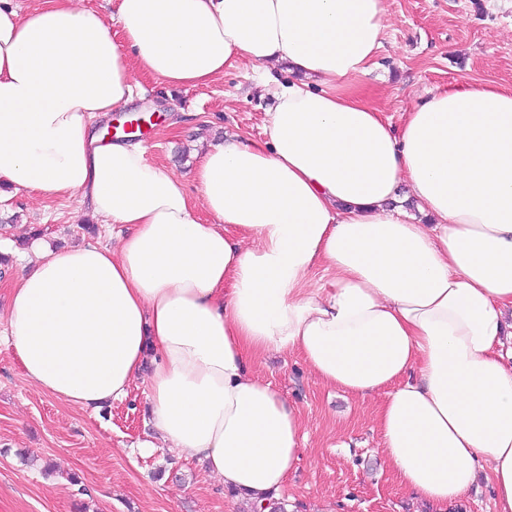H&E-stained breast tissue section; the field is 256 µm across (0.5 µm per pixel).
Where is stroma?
Instances as JSON below:
<instances>
[{
    "label": "stroma",
    "instance_id": "stroma-1",
    "mask_svg": "<svg viewBox=\"0 0 512 512\" xmlns=\"http://www.w3.org/2000/svg\"><path fill=\"white\" fill-rule=\"evenodd\" d=\"M141 96L95 123L142 113L157 119L141 139L148 161L171 166L194 190L192 172L209 143L263 137L272 87L239 59L204 86L171 87L137 75ZM462 82L512 90V0H388L383 45L368 73L345 90L392 123L433 92ZM38 232L50 246L113 243L79 198L45 200L27 189L0 197V238ZM255 371L300 410L306 448L280 493L287 512H432L397 482L381 452L383 395L361 399L320 383L299 356L270 352ZM151 426L144 378L126 398L83 411L42 393L0 343V512H253L224 493L204 465L158 446L137 447Z\"/></svg>",
    "mask_w": 512,
    "mask_h": 512
}]
</instances>
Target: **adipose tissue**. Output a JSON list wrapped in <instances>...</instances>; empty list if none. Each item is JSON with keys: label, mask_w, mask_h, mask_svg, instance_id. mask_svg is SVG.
Listing matches in <instances>:
<instances>
[{"label": "adipose tissue", "mask_w": 512, "mask_h": 512, "mask_svg": "<svg viewBox=\"0 0 512 512\" xmlns=\"http://www.w3.org/2000/svg\"><path fill=\"white\" fill-rule=\"evenodd\" d=\"M0 0V187L88 202L114 246L44 249L12 287L25 375L94 411L145 375L153 438L255 504L307 433L252 369L303 357L367 397L400 485L446 512L485 470L512 512V92L433 93L400 127L342 87L382 46L387 0ZM286 67L265 138L214 142L190 197L93 122L132 104L133 69L204 85L235 60ZM413 201L409 214L403 201ZM211 223H201L200 212ZM330 275L312 288L315 266Z\"/></svg>", "instance_id": "adipose-tissue-1"}]
</instances>
